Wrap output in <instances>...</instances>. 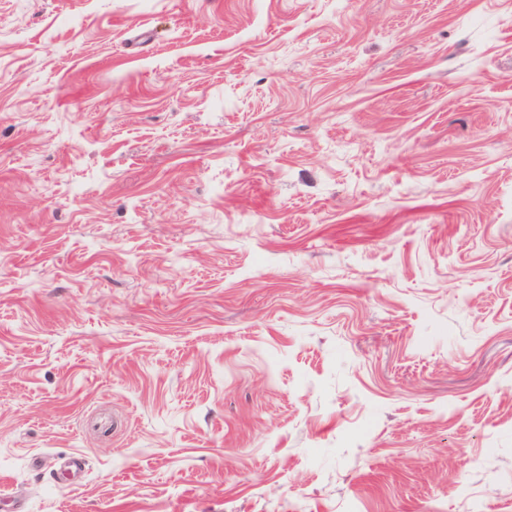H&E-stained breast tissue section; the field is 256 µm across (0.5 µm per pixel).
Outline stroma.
I'll return each instance as SVG.
<instances>
[{
    "label": "stroma",
    "mask_w": 512,
    "mask_h": 512,
    "mask_svg": "<svg viewBox=\"0 0 512 512\" xmlns=\"http://www.w3.org/2000/svg\"><path fill=\"white\" fill-rule=\"evenodd\" d=\"M0 512H512V0H0Z\"/></svg>",
    "instance_id": "35a3bbf8"
}]
</instances>
